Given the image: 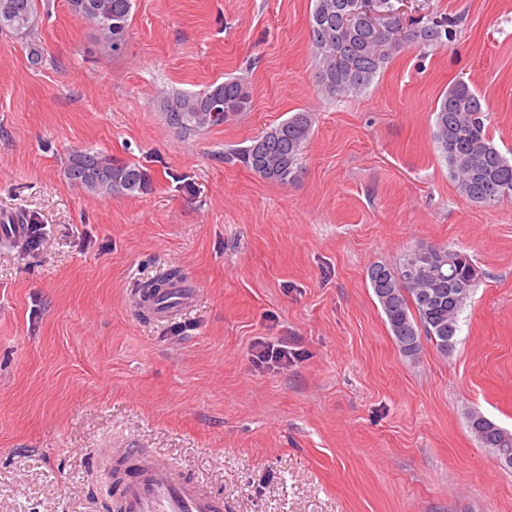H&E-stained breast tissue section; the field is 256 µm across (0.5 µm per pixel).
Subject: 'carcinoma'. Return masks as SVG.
<instances>
[{
    "label": "carcinoma",
    "instance_id": "1",
    "mask_svg": "<svg viewBox=\"0 0 512 512\" xmlns=\"http://www.w3.org/2000/svg\"><path fill=\"white\" fill-rule=\"evenodd\" d=\"M0 11V28L26 34L34 26L36 0H7ZM98 13L84 17L92 23L110 50L120 51L127 38L133 0H94ZM397 0H375L389 26L375 29L355 14L356 0H314L309 38L319 63L322 92L336 97L368 89L384 65L408 43L434 46L455 35V21L442 13H422L403 23ZM251 102L248 83L229 77L200 93H172L160 103L172 126L202 130L219 126ZM484 102L469 84L458 81L438 99L434 109L433 138L448 165L457 191L468 201L491 205L512 193V158L505 156L489 135ZM313 118L302 110L251 140V144L224 154L264 180L288 184L301 172L303 149L312 134ZM68 180L89 194L135 196L146 192L150 175L135 163L93 149L74 152L66 166ZM480 272L469 255L446 247L420 246L405 253L396 267L374 263L367 269L373 293L393 339L406 357L415 356L421 339L434 344L443 356L453 351L460 315L479 280ZM171 269L150 284L157 297L175 280ZM468 428L501 464L512 468V431L483 413L467 416Z\"/></svg>",
    "mask_w": 512,
    "mask_h": 512
}]
</instances>
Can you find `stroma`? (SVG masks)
Segmentation results:
<instances>
[{
    "label": "stroma",
    "instance_id": "obj_1",
    "mask_svg": "<svg viewBox=\"0 0 512 512\" xmlns=\"http://www.w3.org/2000/svg\"><path fill=\"white\" fill-rule=\"evenodd\" d=\"M457 18L407 44L361 94L325 95L314 0H134L120 54L68 0H37L29 36L0 30V512H112V448L199 479L224 512H512V469L469 410L512 431V194L462 197L432 132L463 80L512 153V0H416ZM43 61L28 62L30 45ZM246 77L249 108L202 131L159 108ZM311 112L297 182L224 153ZM92 148L149 190L98 197L65 176ZM448 246L480 280L448 356L402 355L367 279L376 262ZM176 267L197 299L140 319L137 286ZM293 362H257L264 345Z\"/></svg>",
    "mask_w": 512,
    "mask_h": 512
}]
</instances>
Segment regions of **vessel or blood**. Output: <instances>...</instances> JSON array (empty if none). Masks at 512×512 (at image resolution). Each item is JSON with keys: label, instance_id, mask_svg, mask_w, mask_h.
Segmentation results:
<instances>
[{"label": "vessel or blood", "instance_id": "1", "mask_svg": "<svg viewBox=\"0 0 512 512\" xmlns=\"http://www.w3.org/2000/svg\"><path fill=\"white\" fill-rule=\"evenodd\" d=\"M196 296L192 288L178 285L169 289L167 298L154 308L153 320L167 319L192 304ZM114 456L122 470L115 485L119 512H224L222 498L170 463L139 455L129 447L115 449Z\"/></svg>", "mask_w": 512, "mask_h": 512}]
</instances>
